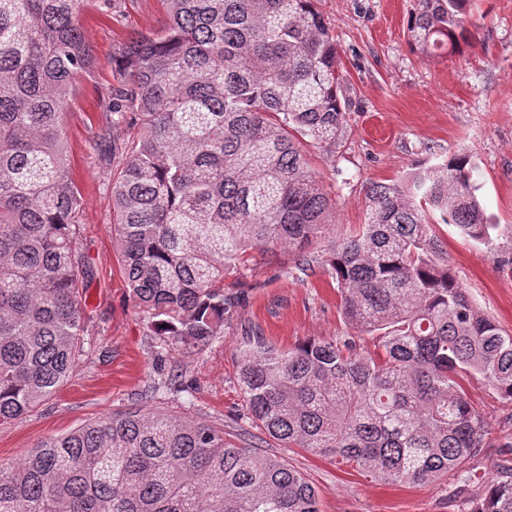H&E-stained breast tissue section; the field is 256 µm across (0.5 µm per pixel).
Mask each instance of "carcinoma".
<instances>
[{
    "label": "carcinoma",
    "mask_w": 512,
    "mask_h": 512,
    "mask_svg": "<svg viewBox=\"0 0 512 512\" xmlns=\"http://www.w3.org/2000/svg\"><path fill=\"white\" fill-rule=\"evenodd\" d=\"M85 0H0V426L56 392L83 352L93 265L77 246L82 194L64 120L73 81L97 58ZM155 35L122 43L99 91L110 126L93 155L112 176L113 234L128 296L163 350L206 346L246 295L224 287L251 250L305 249L331 199L300 140L331 148L346 132L339 54L314 0H162ZM468 0H415L413 50L468 42ZM465 155L425 161L367 186L356 234L326 259L341 315L375 336L281 349L260 333L233 351L253 421L286 448L339 456L374 479L433 482L455 471L472 512H512V467L471 466L494 443L468 400L478 376L512 401V335L448 267L432 224L489 244L491 222ZM0 512H320L316 488L262 449L210 425L128 410L0 464Z\"/></svg>",
    "instance_id": "cac0c4a2"
}]
</instances>
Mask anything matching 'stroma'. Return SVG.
I'll return each instance as SVG.
<instances>
[{
	"instance_id": "obj_1",
	"label": "stroma",
	"mask_w": 512,
	"mask_h": 512,
	"mask_svg": "<svg viewBox=\"0 0 512 512\" xmlns=\"http://www.w3.org/2000/svg\"><path fill=\"white\" fill-rule=\"evenodd\" d=\"M413 6L414 0H316L340 55L342 94L351 103L349 127L336 149H305L335 204L333 222L309 246V267L299 268L298 252L288 248L272 256L254 252L226 278L247 298L223 336L192 352L168 347L160 365L154 361L158 339L124 287L112 231V171L90 157L88 144L106 124L96 100L99 86L113 79V54L129 33L156 32L164 6L161 0H121L117 22L97 5L83 9L80 22L99 68L77 77L65 132L83 195L78 245L96 271L84 294L86 353L55 395L0 428V463L20 462L41 441L88 422L154 409L206 422L231 443L258 444L285 459L317 488L322 512H469L466 499L451 497L457 474L385 484L341 458L282 447L252 423L233 359L249 331L262 332L282 349L349 334L325 260L339 239L363 224L367 183L450 154L470 158L479 194L501 232L489 248L450 225H435L434 231L471 298L512 335V0H469L468 43L436 58L408 44ZM467 393L491 438L511 439L512 401L478 377L468 381Z\"/></svg>"
}]
</instances>
